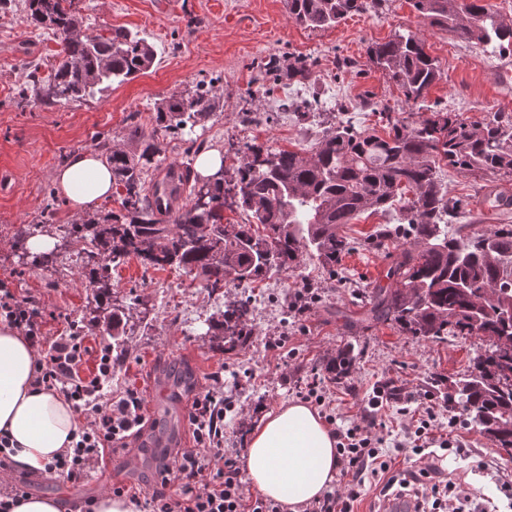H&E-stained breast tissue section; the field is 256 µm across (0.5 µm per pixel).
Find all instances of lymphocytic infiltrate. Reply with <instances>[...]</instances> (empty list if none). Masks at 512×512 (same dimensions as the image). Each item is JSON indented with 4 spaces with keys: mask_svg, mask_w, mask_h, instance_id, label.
Returning a JSON list of instances; mask_svg holds the SVG:
<instances>
[{
    "mask_svg": "<svg viewBox=\"0 0 512 512\" xmlns=\"http://www.w3.org/2000/svg\"><path fill=\"white\" fill-rule=\"evenodd\" d=\"M44 319L39 305L18 298L11 288L0 284V320L23 331L39 351L36 385L59 389L86 420L72 450L47 466L48 471L64 473L69 481L79 483L90 476L106 450L127 447L142 423V399L132 389L117 396L104 393L114 368L111 349L101 350L93 377L81 376L85 346L79 326L71 325L68 335L50 342L42 334ZM188 421L198 450L175 454L158 470V488L145 499L143 512H280L274 501L245 492L239 478V451L224 445L222 383L194 398ZM336 440L340 472L352 475L353 480L325 494L304 512H354L366 477L378 478L390 469L391 458L382 449L384 436L374 423L338 429Z\"/></svg>",
    "mask_w": 512,
    "mask_h": 512,
    "instance_id": "1",
    "label": "lymphocytic infiltrate"
}]
</instances>
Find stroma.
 I'll return each mask as SVG.
<instances>
[{
    "instance_id": "1",
    "label": "stroma",
    "mask_w": 512,
    "mask_h": 512,
    "mask_svg": "<svg viewBox=\"0 0 512 512\" xmlns=\"http://www.w3.org/2000/svg\"><path fill=\"white\" fill-rule=\"evenodd\" d=\"M89 31L109 34L117 27L139 33L154 44L153 66L135 79L112 85L95 98L51 107L19 104L16 83L23 62L54 59L58 50L51 31L35 30L22 12L0 13V281L16 296L35 301L47 312L42 332L47 339L69 333L70 321L80 320L96 306L88 288L83 243L56 251L47 265L18 262L15 233L19 228L47 223L49 229L74 223L66 203L47 209V191L54 171L70 155L99 150L103 138L119 140L130 123L156 132L162 144L161 162L150 170L156 181L168 166H194L196 141L226 150L230 144L252 142L273 150H311L327 130L339 105L357 130L381 131L371 103L401 116L409 113L452 111L479 119L497 111L512 113V54H490L444 27L431 25L410 0H387L383 10L348 17L340 24L309 29L291 20L284 0H86ZM412 30L425 41V50L441 66V80L422 102H406L402 89L370 64L366 49L396 32ZM308 58L313 76L305 83L282 84L266 78L257 84L256 66L275 55ZM351 59L337 69L338 60ZM223 79L224 107L201 120L191 137L156 131L154 106L164 97L195 85L202 78ZM318 101L314 123L297 114ZM248 112L256 121H245ZM450 196L462 209L452 231L469 237L489 229L512 226V206L494 207L495 195L512 197V174H465L444 167L439 172ZM399 212L364 214L347 225L356 249L336 270L313 258L300 267L263 282L228 285L210 292L203 278L181 269L146 270L138 259L112 271L111 304L123 307L127 324L123 338L126 356L111 383L112 392L137 388L143 398L145 428H152L154 408L167 382L166 375L181 367L194 372L192 388L170 398V407L189 409L196 392L222 380L224 397L234 407L224 415V445L246 448L263 414L299 401V388L317 380L327 386L336 424L360 422L364 406L376 391L388 392L376 413L383 426L385 446L392 453L390 473L400 476L419 470L421 463L404 449L409 424L434 412V442L453 444L442 462L440 478L469 492L470 505L481 512H512V501L501 492L512 480V457L499 451L487 435L466 424H452L462 410L449 406L445 394L452 381L467 373L469 361L488 349L475 336L431 342L411 336L394 322L366 323V290L385 284L392 262V245L369 248L367 235L378 225L398 224ZM313 285L319 300L300 316L288 305L304 285ZM249 303L254 335L249 346L224 350L209 329L225 302ZM284 349H273L280 336ZM352 348L353 372L332 383L327 363L338 350ZM124 450L106 455L80 484L64 478L30 477L29 491L65 498L70 504L106 493L120 482L139 496L157 486L158 462L126 469Z\"/></svg>"
}]
</instances>
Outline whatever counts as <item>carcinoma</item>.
Wrapping results in <instances>:
<instances>
[{"label": "carcinoma", "instance_id": "carcinoma-1", "mask_svg": "<svg viewBox=\"0 0 512 512\" xmlns=\"http://www.w3.org/2000/svg\"><path fill=\"white\" fill-rule=\"evenodd\" d=\"M386 0H285L288 15L311 29L334 26L354 13L379 10ZM419 15L450 27L460 37L492 51H512V27L499 21L484 0H412ZM25 21L52 31L60 45L48 72L42 63L24 67L17 96L28 105H57L91 98L151 68L154 46L123 28L108 36L86 33L80 0H25ZM369 60L387 72L418 103L442 77L437 61L410 30L367 48ZM281 77L304 81L311 74L303 57L288 58ZM223 106L210 82L158 103L157 127L190 134ZM385 135L361 132L338 121L312 153L272 151L257 144L230 145L242 165L231 179H208L192 190L191 204L165 210L147 194L146 175L161 148L138 126L120 143L103 144L121 205L129 221L103 224L94 218L69 224L65 235L91 245L96 258L89 287L96 298L110 295L112 265L130 257L156 269L178 266L196 273L216 292L228 282L252 283L296 268L305 255L332 270L353 250L342 228L363 213L397 207L407 224L380 225L369 243L390 241L398 253L386 272L395 286L371 292L366 320L398 323L414 336L443 341L449 336H500L512 342V228L465 240L448 234L458 202L437 176L445 163L459 172L512 174V116L496 112L469 120L436 111L408 122L381 112ZM252 215L253 224L224 223V207ZM211 328L228 349L250 344L246 303L224 305ZM353 350L328 366L333 379L354 367ZM448 404L469 415L468 424L492 436L512 456V354L496 348L473 359L472 370L455 382Z\"/></svg>", "mask_w": 512, "mask_h": 512}]
</instances>
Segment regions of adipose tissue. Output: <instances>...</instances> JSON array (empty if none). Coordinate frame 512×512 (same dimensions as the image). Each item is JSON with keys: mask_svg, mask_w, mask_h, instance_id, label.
I'll return each mask as SVG.
<instances>
[{"mask_svg": "<svg viewBox=\"0 0 512 512\" xmlns=\"http://www.w3.org/2000/svg\"><path fill=\"white\" fill-rule=\"evenodd\" d=\"M58 194L71 212H94L112 197V168L88 150L67 158L55 172ZM37 351L18 329L0 321V436H7L11 471L44 472L72 446L83 422L55 390L37 389ZM245 481L285 512L319 498L336 477V437L317 411L291 403L268 412L252 431L241 456Z\"/></svg>", "mask_w": 512, "mask_h": 512, "instance_id": "1", "label": "adipose tissue"}]
</instances>
